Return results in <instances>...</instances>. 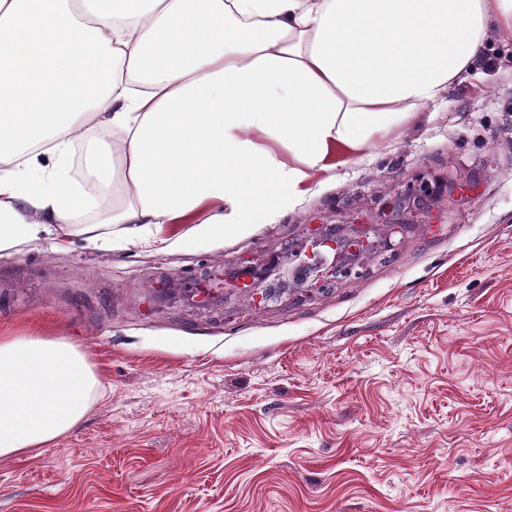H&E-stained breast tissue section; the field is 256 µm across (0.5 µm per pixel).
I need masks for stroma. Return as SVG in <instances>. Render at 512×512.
Instances as JSON below:
<instances>
[{
	"instance_id": "1",
	"label": "stroma",
	"mask_w": 512,
	"mask_h": 512,
	"mask_svg": "<svg viewBox=\"0 0 512 512\" xmlns=\"http://www.w3.org/2000/svg\"><path fill=\"white\" fill-rule=\"evenodd\" d=\"M422 174L460 187L361 278L266 308L154 297ZM30 328L79 346L101 393L40 455L0 458V512H512V34L278 223L0 258V331Z\"/></svg>"
}]
</instances>
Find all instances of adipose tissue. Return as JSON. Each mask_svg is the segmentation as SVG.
Returning a JSON list of instances; mask_svg holds the SVG:
<instances>
[{"label":"adipose tissue","mask_w":512,"mask_h":512,"mask_svg":"<svg viewBox=\"0 0 512 512\" xmlns=\"http://www.w3.org/2000/svg\"><path fill=\"white\" fill-rule=\"evenodd\" d=\"M512 0H0V254L277 223L473 70ZM75 344L0 333V457L74 430Z\"/></svg>","instance_id":"ef3b65f1"}]
</instances>
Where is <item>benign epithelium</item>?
<instances>
[{
    "instance_id": "benign-epithelium-1",
    "label": "benign epithelium",
    "mask_w": 512,
    "mask_h": 512,
    "mask_svg": "<svg viewBox=\"0 0 512 512\" xmlns=\"http://www.w3.org/2000/svg\"><path fill=\"white\" fill-rule=\"evenodd\" d=\"M429 197V184L409 187L387 201L376 221H341L336 234L327 224H308L302 234L283 244L273 262L244 255L226 280L263 304L310 298L347 277L365 273L377 251L396 250L400 236L413 224L402 216L422 211Z\"/></svg>"
}]
</instances>
